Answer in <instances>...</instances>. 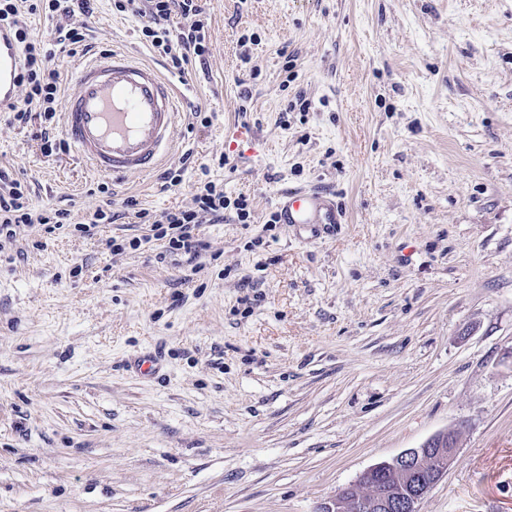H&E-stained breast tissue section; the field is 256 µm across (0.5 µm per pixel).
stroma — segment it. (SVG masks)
Segmentation results:
<instances>
[{
  "instance_id": "1",
  "label": "stroma",
  "mask_w": 512,
  "mask_h": 512,
  "mask_svg": "<svg viewBox=\"0 0 512 512\" xmlns=\"http://www.w3.org/2000/svg\"><path fill=\"white\" fill-rule=\"evenodd\" d=\"M205 8L180 185L103 183L43 150L39 114L0 112V168L71 223L129 199L186 210L207 180L251 212L204 225L199 272L112 254L147 231L130 217L91 237L25 226L0 252V512H317L452 429L421 512H512V0ZM73 22L165 64L112 0ZM234 123L257 153L227 152ZM312 190L344 224L266 230L282 193ZM147 354L153 378L127 366Z\"/></svg>"
}]
</instances>
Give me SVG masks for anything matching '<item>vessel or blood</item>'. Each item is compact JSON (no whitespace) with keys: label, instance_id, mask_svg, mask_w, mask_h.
Listing matches in <instances>:
<instances>
[{"label":"vessel or blood","instance_id":"obj_1","mask_svg":"<svg viewBox=\"0 0 512 512\" xmlns=\"http://www.w3.org/2000/svg\"><path fill=\"white\" fill-rule=\"evenodd\" d=\"M21 51L15 29L0 25V112L19 102ZM63 100L64 135L85 169L102 178L147 174L174 151L182 92L138 52L108 49L78 58ZM284 224H339L343 212L316 191L285 193Z\"/></svg>","mask_w":512,"mask_h":512}]
</instances>
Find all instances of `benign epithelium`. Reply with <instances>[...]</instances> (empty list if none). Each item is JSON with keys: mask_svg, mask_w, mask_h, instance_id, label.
<instances>
[{"mask_svg": "<svg viewBox=\"0 0 512 512\" xmlns=\"http://www.w3.org/2000/svg\"><path fill=\"white\" fill-rule=\"evenodd\" d=\"M458 449V433L441 432L419 448H408L389 461L377 463L365 471L360 482L368 492L359 494L341 490L324 504L321 512H420V506L432 488L443 478ZM407 486L397 496L391 483Z\"/></svg>", "mask_w": 512, "mask_h": 512, "instance_id": "obj_1", "label": "benign epithelium"}]
</instances>
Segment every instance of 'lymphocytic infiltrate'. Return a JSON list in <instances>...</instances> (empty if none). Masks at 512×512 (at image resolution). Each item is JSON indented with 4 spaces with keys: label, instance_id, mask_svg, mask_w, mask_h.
Segmentation results:
<instances>
[{
    "label": "lymphocytic infiltrate",
    "instance_id": "f902f5d3",
    "mask_svg": "<svg viewBox=\"0 0 512 512\" xmlns=\"http://www.w3.org/2000/svg\"><path fill=\"white\" fill-rule=\"evenodd\" d=\"M97 0H46L45 10L60 17L56 28L57 43L77 45L85 35L79 28L69 26L74 16L92 18L96 12ZM116 11L131 12L141 16L140 32L144 41L159 56L165 57L171 70L183 71L190 62H205L209 53L207 45L205 9L202 0H113ZM24 64L19 83L26 88V95L15 108V119L27 122L32 107H39L44 124L40 138L46 151L62 147L52 122L61 103L59 74L50 66L54 55L43 41L32 37L26 27H18ZM235 208L240 223H248L250 210L245 198L228 200L223 191L208 182L197 187L193 206L187 210L169 212L160 218H151L146 211H138L137 219L147 224V234L131 238H115L108 245L113 252L135 253L147 244L158 243V262L179 260L192 266L193 270L203 268L202 258L206 244L201 227L205 224H220L224 211ZM67 214L64 210L33 209L28 192L22 183L0 169V249L15 240L20 227L33 223L45 226L47 232L62 228Z\"/></svg>",
    "mask_w": 512,
    "mask_h": 512
}]
</instances>
